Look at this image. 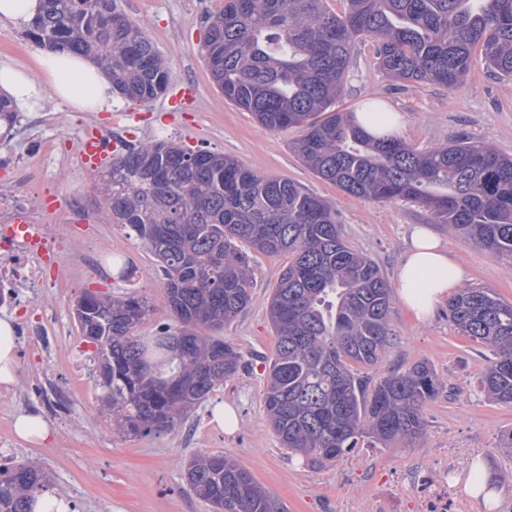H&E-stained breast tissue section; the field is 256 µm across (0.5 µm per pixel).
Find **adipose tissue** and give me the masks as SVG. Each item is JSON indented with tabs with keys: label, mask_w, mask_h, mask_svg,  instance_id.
<instances>
[{
	"label": "adipose tissue",
	"mask_w": 512,
	"mask_h": 512,
	"mask_svg": "<svg viewBox=\"0 0 512 512\" xmlns=\"http://www.w3.org/2000/svg\"><path fill=\"white\" fill-rule=\"evenodd\" d=\"M0 96L17 111L39 113L52 98L81 112L111 109L118 97L105 71L84 55L44 48L34 64L0 66ZM461 266L425 226H415L411 249L401 267L396 294L418 319L448 298L462 284Z\"/></svg>",
	"instance_id": "adipose-tissue-1"
}]
</instances>
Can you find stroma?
Instances as JSON below:
<instances>
[{
	"label": "stroma",
	"instance_id": "35a3bbf8",
	"mask_svg": "<svg viewBox=\"0 0 512 512\" xmlns=\"http://www.w3.org/2000/svg\"><path fill=\"white\" fill-rule=\"evenodd\" d=\"M117 5L144 28L167 60L168 89L150 104L124 99L109 112H80L51 101L43 118L18 120L12 138L0 142V160L16 166L36 164L48 146H55L56 164L44 169L33 188L34 194L57 202L48 221L73 223L67 196L84 197L93 207L99 201L102 175L98 168L78 163L76 133L88 127L117 130L135 143L165 137L193 149L230 155L257 174L293 181L328 200L345 243L369 256L388 283L397 281L413 226L427 224L464 267V285L491 289L512 302V259L492 257L448 225L435 223L418 204L376 203L343 193L316 177L291 151L300 129L267 131L249 112L225 100L203 56L207 17L222 9L224 0H208L204 8L198 0H117ZM363 101L400 113V137L416 150L446 145L465 133L512 157V80L496 78L483 61H475L460 87L411 85L381 74L373 42L359 40L336 107L352 112ZM112 243L127 248L135 275L106 281L87 272L69 290L44 291L58 314L49 330L53 348L43 365L45 374L67 382L72 359H85L86 367L76 387L75 405L49 421V439L20 440L14 454L48 473L51 494L68 500L71 512H210L185 479L189 460L202 454H223L247 468L285 512H423L425 500L439 491L440 474L458 475L477 464L498 495L496 505H484L452 485L447 512H512V457L499 450L512 434V404L490 401L479 392L478 381L490 354L449 325L443 303L420 321L401 302H394L395 344L365 370L374 382L422 361L436 370L444 387L423 409L427 434L419 445H360L324 466L309 464L280 447L266 418L263 392L266 366L277 343L268 301L288 263L284 255L254 254L252 300L223 330L243 353L248 369L211 392L174 428L145 437L120 434L95 387L94 346L79 334L74 305L88 290L114 296L136 293L152 306L148 322L140 327L144 333L171 321L172 315L153 255L118 227L112 230ZM222 403L233 406L238 415V426L230 434L211 417L212 408Z\"/></svg>",
	"mask_w": 512,
	"mask_h": 512
}]
</instances>
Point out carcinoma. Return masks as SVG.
<instances>
[{
	"label": "carcinoma",
	"mask_w": 512,
	"mask_h": 512,
	"mask_svg": "<svg viewBox=\"0 0 512 512\" xmlns=\"http://www.w3.org/2000/svg\"><path fill=\"white\" fill-rule=\"evenodd\" d=\"M224 0L204 42L224 99L269 131L299 127L301 162L342 192L374 202L407 200L491 256L512 258V157L463 136L425 152L376 137L353 112L331 107L344 88L352 44L372 39L380 71L401 82L457 87L474 56L512 79V0ZM26 35L93 58L114 91L149 102L169 71L143 28L115 0H44ZM101 209L155 258L173 324L142 336L149 302L94 291L79 299L80 336L95 346L96 386L128 437L161 434L247 363L220 331L250 304L252 256L288 255L269 304L277 336L264 411L280 444L313 463L333 462L365 441L376 448L423 439L424 405L439 392L419 362L369 386L355 366L376 365L394 344L391 289L370 258L344 242L332 204L239 160L172 140L143 141L111 162ZM448 322L492 353L479 387L512 404V303L464 287L448 299ZM212 512H279L276 500L235 460L198 455L185 471ZM30 461L0 466V512H32L49 490Z\"/></svg>",
	"instance_id": "cac0c4a2"
}]
</instances>
